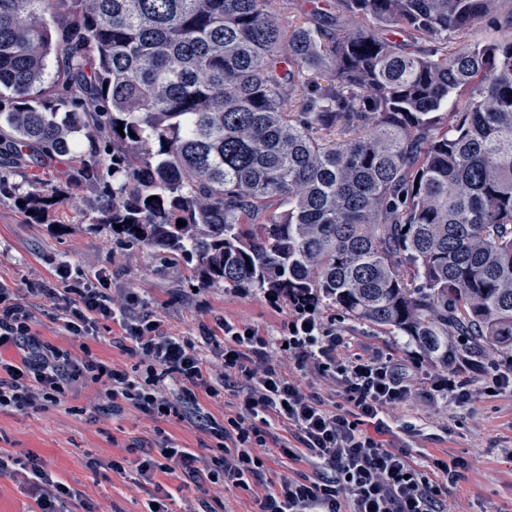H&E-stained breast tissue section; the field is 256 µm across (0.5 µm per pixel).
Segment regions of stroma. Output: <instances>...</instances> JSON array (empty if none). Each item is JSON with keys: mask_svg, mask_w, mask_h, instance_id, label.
I'll list each match as a JSON object with an SVG mask.
<instances>
[{"mask_svg": "<svg viewBox=\"0 0 512 512\" xmlns=\"http://www.w3.org/2000/svg\"><path fill=\"white\" fill-rule=\"evenodd\" d=\"M75 164L61 156L38 166L0 172V279L16 289L19 300L35 307L41 335L75 356L90 352L117 365H133L135 356L120 350L115 339L119 325L100 322L95 336L79 342L68 336L55 318L57 303L30 294L28 285L53 279L59 265L74 276L108 274L114 306L129 295L144 300L170 334L200 338L203 327L217 319L256 327L270 339L269 360L327 405L340 402V388L313 369L298 370L294 358L280 347L279 338L293 308L255 291L221 286L201 287L190 265L143 245L118 242L97 224L96 193L72 182ZM62 190L64 196L44 223L31 222L18 205L19 196ZM322 322L345 340L349 357H391L416 363L420 379L407 401L389 413L394 444L406 448L413 460L460 461L462 476L443 499L444 512H512V392L491 393L492 379L506 363L496 352L456 368L473 392L464 406L451 399L425 397L441 372L430 364L407 337L393 336L337 311H326ZM99 386L67 395L59 403L34 410L0 413V450L13 457H39L44 468L77 490L92 512H142L154 487L136 483L112 471L110 462L126 455L135 441L154 446L158 426L150 416L128 406L114 415L99 407ZM215 512H252L248 492L219 484H187L177 494L174 512H198L201 502Z\"/></svg>", "mask_w": 512, "mask_h": 512, "instance_id": "35a3bbf8", "label": "stroma"}]
</instances>
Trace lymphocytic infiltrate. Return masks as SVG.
<instances>
[{"mask_svg":"<svg viewBox=\"0 0 512 512\" xmlns=\"http://www.w3.org/2000/svg\"><path fill=\"white\" fill-rule=\"evenodd\" d=\"M34 293L59 299L57 316L70 336L95 335L99 321L117 323L118 345L138 354V362L120 367L71 352L44 339L38 318L18 302L13 288L0 280V412L25 411L56 403L77 385L106 383L105 408L121 412L130 405L158 421L188 424L214 438L207 468L171 435H163L159 450L135 454L136 476L153 482L156 474L182 473L199 483L251 493L257 512H341V496H349L353 512H439L441 497L458 478L456 470L425 468L407 452L392 447L384 411L404 402L413 380L401 364L388 358H347L344 338L323 326L310 310H296L287 323L288 351L298 365H312L341 387L343 402L327 409L317 395L284 376L267 356L269 340L251 326L221 321L208 339L223 335L218 353L222 371L212 376L196 342L165 332L159 320L141 311L138 297L114 308L109 279L98 275L83 281L60 266L54 280L34 285ZM233 390L236 413L216 421L200 397L219 399ZM292 431L294 441L278 453L292 461L307 460L314 475L283 477L271 489L255 490L253 481L267 470L263 454L273 423ZM24 485L38 512H89L86 501L52 477L39 458L27 456L20 468H10L0 455V475Z\"/></svg>","mask_w":512,"mask_h":512,"instance_id":"obj_1","label":"lymphocytic infiltrate"}]
</instances>
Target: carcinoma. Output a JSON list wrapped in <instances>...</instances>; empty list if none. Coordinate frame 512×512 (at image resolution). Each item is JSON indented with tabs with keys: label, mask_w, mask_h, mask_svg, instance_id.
Here are the masks:
<instances>
[{
	"label": "carcinoma",
	"mask_w": 512,
	"mask_h": 512,
	"mask_svg": "<svg viewBox=\"0 0 512 512\" xmlns=\"http://www.w3.org/2000/svg\"><path fill=\"white\" fill-rule=\"evenodd\" d=\"M291 5L0 0V166L72 157L97 223L204 285L444 368L512 359V0H331L285 26Z\"/></svg>",
	"instance_id": "obj_1"
}]
</instances>
